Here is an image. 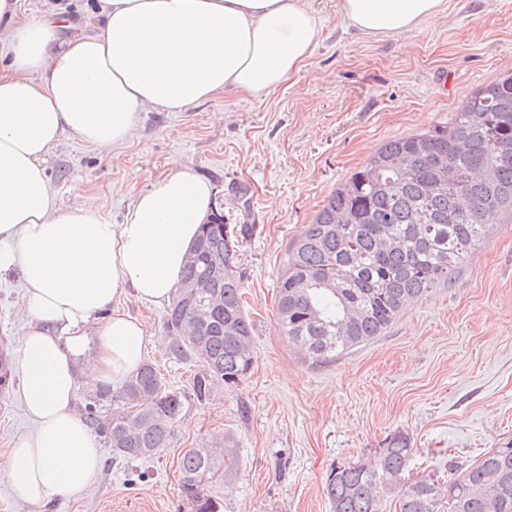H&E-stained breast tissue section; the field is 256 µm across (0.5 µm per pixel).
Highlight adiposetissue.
<instances>
[{"label": "adipose tissue", "instance_id": "1", "mask_svg": "<svg viewBox=\"0 0 512 512\" xmlns=\"http://www.w3.org/2000/svg\"><path fill=\"white\" fill-rule=\"evenodd\" d=\"M447 9V0H337L364 36L405 33ZM99 15L76 31L56 5L33 18L21 0H0V276L24 288L21 401L34 424L4 469L34 506L80 497L100 476L79 387L119 384L143 363L146 326L119 304L171 300L214 195L184 166L112 224L94 202L52 192L50 156L66 135L101 152L120 145L148 108L268 92L301 68L319 34L309 0H102Z\"/></svg>", "mask_w": 512, "mask_h": 512}]
</instances>
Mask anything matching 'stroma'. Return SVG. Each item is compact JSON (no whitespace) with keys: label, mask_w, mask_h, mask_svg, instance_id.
I'll list each match as a JSON object with an SVG mask.
<instances>
[{"label":"stroma","mask_w":512,"mask_h":512,"mask_svg":"<svg viewBox=\"0 0 512 512\" xmlns=\"http://www.w3.org/2000/svg\"><path fill=\"white\" fill-rule=\"evenodd\" d=\"M310 2L317 45L278 88L186 112L148 109L110 154L66 136L48 163L55 194L94 200L114 224L139 193L189 165L228 223L254 225L238 253L255 325L251 374L187 404L156 458L126 462L103 446L102 476L78 498L22 503L0 470V512H187L180 459L215 436L228 446L213 488L224 512H329L331 470L375 454L396 431L415 448L412 481L446 477L512 440V224L493 226L451 285L410 300L381 336L335 362L311 365L276 325L286 249L336 184L384 143L446 126L468 93L512 71V0H448L446 17L375 37L348 27L336 0ZM25 317L19 280L0 279V350L16 370ZM19 397L15 387L0 398V467L10 440L32 428Z\"/></svg>","instance_id":"35a3bbf8"}]
</instances>
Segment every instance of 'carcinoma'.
Here are the masks:
<instances>
[{"instance_id": "carcinoma-1", "label": "carcinoma", "mask_w": 512, "mask_h": 512, "mask_svg": "<svg viewBox=\"0 0 512 512\" xmlns=\"http://www.w3.org/2000/svg\"><path fill=\"white\" fill-rule=\"evenodd\" d=\"M204 224L182 281L212 278L211 293L187 302L178 287L164 330L169 353L197 368L188 388H170L144 362L115 387L84 397L86 421L116 457L146 460L169 447L191 401L208 402L216 385L240 383L254 364V324L244 306L240 247L252 224L224 215ZM512 223V72L469 94L448 125L394 139L331 191L287 247L278 280L277 328L316 366L382 335L410 299L452 275L496 224ZM14 384L0 352V395ZM411 438L397 432L376 455L333 469L324 486L331 512H512V441L459 474L405 481ZM188 512H221L212 493L224 479V449L204 443L180 461Z\"/></svg>"}]
</instances>
